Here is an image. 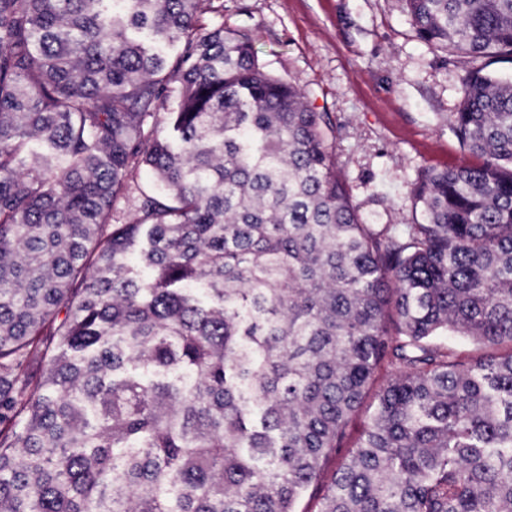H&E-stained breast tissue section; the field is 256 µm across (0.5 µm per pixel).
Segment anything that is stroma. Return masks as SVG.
Listing matches in <instances>:
<instances>
[{"label":"stroma","instance_id":"obj_1","mask_svg":"<svg viewBox=\"0 0 512 512\" xmlns=\"http://www.w3.org/2000/svg\"><path fill=\"white\" fill-rule=\"evenodd\" d=\"M208 28H246L260 64L336 126L335 164L371 224H409L421 172L477 163L450 120L466 59L421 41L397 0H214Z\"/></svg>","mask_w":512,"mask_h":512}]
</instances>
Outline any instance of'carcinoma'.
Returning <instances> with one entry per match:
<instances>
[{
    "label": "carcinoma",
    "mask_w": 512,
    "mask_h": 512,
    "mask_svg": "<svg viewBox=\"0 0 512 512\" xmlns=\"http://www.w3.org/2000/svg\"><path fill=\"white\" fill-rule=\"evenodd\" d=\"M205 2L0 0V512H512V0H400L482 162L382 228Z\"/></svg>",
    "instance_id": "1"
}]
</instances>
